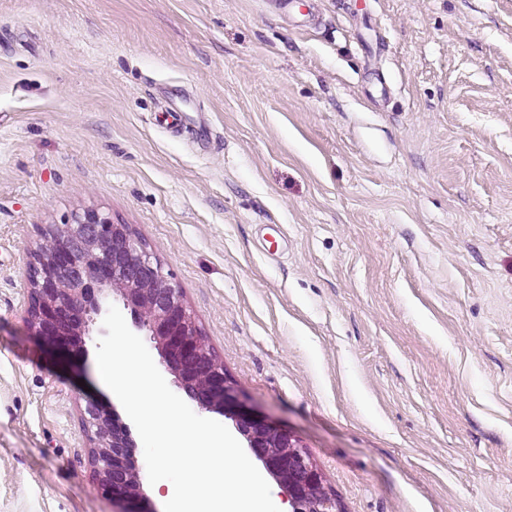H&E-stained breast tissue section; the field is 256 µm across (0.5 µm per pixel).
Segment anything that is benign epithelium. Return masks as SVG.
<instances>
[{
  "mask_svg": "<svg viewBox=\"0 0 512 512\" xmlns=\"http://www.w3.org/2000/svg\"><path fill=\"white\" fill-rule=\"evenodd\" d=\"M46 244L26 265L29 323L64 354L83 346L101 302L119 295L135 323L149 332L175 383L201 409L232 421L253 456L281 489L291 512H336L321 473L290 432L248 406L203 336L181 290L127 224L97 209L41 230ZM91 441L94 485L117 512H143L141 466L128 428L104 407L81 410Z\"/></svg>",
  "mask_w": 512,
  "mask_h": 512,
  "instance_id": "benign-epithelium-1",
  "label": "benign epithelium"
}]
</instances>
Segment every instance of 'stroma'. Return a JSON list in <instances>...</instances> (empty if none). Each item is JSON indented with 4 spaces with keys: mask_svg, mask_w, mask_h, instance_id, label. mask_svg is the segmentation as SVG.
I'll return each instance as SVG.
<instances>
[{
    "mask_svg": "<svg viewBox=\"0 0 512 512\" xmlns=\"http://www.w3.org/2000/svg\"><path fill=\"white\" fill-rule=\"evenodd\" d=\"M152 250L338 512H512V0H0V512H114L40 229Z\"/></svg>",
    "mask_w": 512,
    "mask_h": 512,
    "instance_id": "stroma-1",
    "label": "stroma"
}]
</instances>
